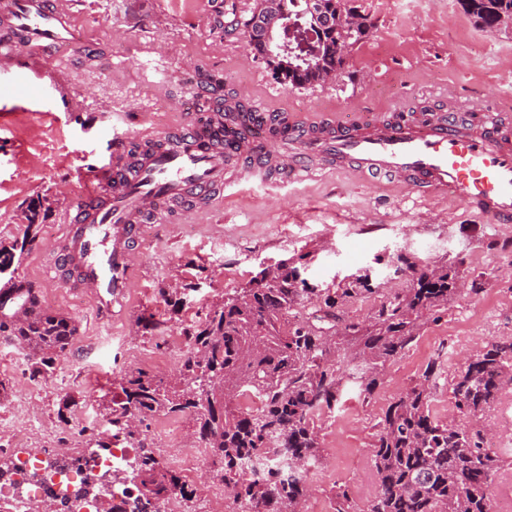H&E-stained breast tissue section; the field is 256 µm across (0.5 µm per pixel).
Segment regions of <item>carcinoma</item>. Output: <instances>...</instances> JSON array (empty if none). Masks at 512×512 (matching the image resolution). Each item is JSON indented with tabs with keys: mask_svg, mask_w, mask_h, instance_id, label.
<instances>
[{
	"mask_svg": "<svg viewBox=\"0 0 512 512\" xmlns=\"http://www.w3.org/2000/svg\"><path fill=\"white\" fill-rule=\"evenodd\" d=\"M487 32L512 23V0H459ZM281 15L301 39L283 31L282 43L296 70L291 87L321 83L346 64L348 49L368 36L367 18L345 0H259L248 17L236 15L254 48L266 51V20ZM318 22L314 50H300L309 19ZM39 209L24 212L22 237L0 241V271L20 265L35 248ZM395 272L403 286L380 297L368 318L343 315L345 307L377 292L367 271L333 287L309 282L301 259L266 267L212 303L189 333L190 350L166 377L135 368L121 375L112 422L136 425L160 414L187 416L193 433L209 442L225 484L249 512H303L308 481L302 470L321 459L318 422L336 409L346 386L368 399L386 365L401 358L429 320L441 319L469 276L463 260L422 263L397 251ZM3 287L20 300L19 313L0 311V336H11L31 357L35 376L54 369L77 333L72 318L41 306L34 286L8 279ZM432 357L420 380L387 407L370 445L378 490L365 512H492L491 487L504 458L490 448L481 421L512 381V340H493L458 367L449 382L455 420L432 410L431 383L442 372ZM260 394L263 408L243 413L237 397ZM262 453L288 460L295 473L248 479L241 467ZM136 512L181 486L179 473L152 452L138 456Z\"/></svg>",
	"mask_w": 512,
	"mask_h": 512,
	"instance_id": "obj_1",
	"label": "carcinoma"
}]
</instances>
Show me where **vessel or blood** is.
Segmentation results:
<instances>
[{
    "instance_id": "vessel-or-blood-1",
    "label": "vessel or blood",
    "mask_w": 512,
    "mask_h": 512,
    "mask_svg": "<svg viewBox=\"0 0 512 512\" xmlns=\"http://www.w3.org/2000/svg\"><path fill=\"white\" fill-rule=\"evenodd\" d=\"M72 0H0V80L15 68L59 82L66 51L82 49ZM178 131L160 138L138 132L144 148L128 153L114 136L103 188L70 215L46 263L71 287L86 288L94 310L111 316L134 282L131 246L144 218L176 219V207L212 202L221 187L264 180L275 170L285 182L303 178L316 158L329 173H384L391 183L424 195H452L496 224H512V124L485 111L463 118L417 119L404 111L196 112L174 101Z\"/></svg>"
}]
</instances>
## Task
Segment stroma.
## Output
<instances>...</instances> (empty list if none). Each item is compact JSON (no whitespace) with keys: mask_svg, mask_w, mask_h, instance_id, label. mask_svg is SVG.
I'll list each match as a JSON object with an SVG mask.
<instances>
[{"mask_svg":"<svg viewBox=\"0 0 512 512\" xmlns=\"http://www.w3.org/2000/svg\"><path fill=\"white\" fill-rule=\"evenodd\" d=\"M212 2L74 0L77 33L90 45L63 62L64 91H48L26 75L0 84V240L19 233L30 204L49 203L37 245L15 275L78 328L53 373L40 377L32 376L25 351L0 336V379L9 385L0 396V463L12 466L50 448L90 454L91 437L114 430L117 383L134 363L132 351L161 355L170 331L204 319L213 301L261 267L302 255L307 278L328 284L397 250L423 262L464 259L481 292L463 291L440 321L425 325L370 399L347 389L354 408L320 421L324 470L311 480L309 498L332 501L345 485L363 512L378 488L370 443L393 398L441 354L432 408L452 419L453 371L487 341L512 340V228L380 178L318 173L291 185L232 186L210 209L144 225L127 306L111 318L94 313L88 294L48 274L42 254L59 238L65 214L79 206L85 180L107 162L114 132L176 124L167 103L184 92V59L196 56L221 71L226 99L247 92L288 112H385L400 101L424 116L476 113L493 102L512 119V30H482L459 0H347L371 23L368 36L350 50L334 82L292 88L249 54L242 30L212 26ZM159 61L167 75L155 74ZM186 287L187 301L172 307L170 293ZM143 314L153 315L155 328L138 326ZM19 429L30 432L22 446L14 438Z\"/></svg>","mask_w":512,"mask_h":512,"instance_id":"1","label":"stroma"}]
</instances>
